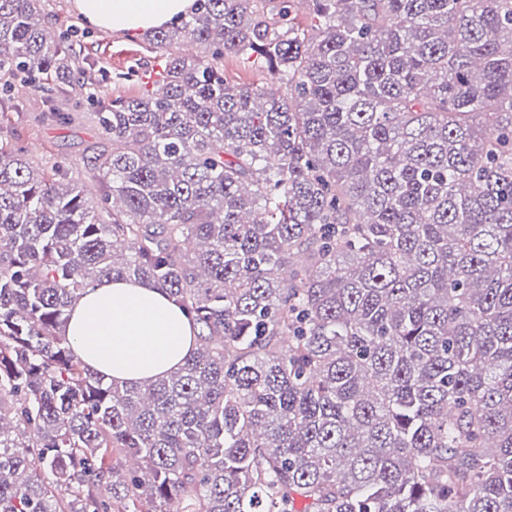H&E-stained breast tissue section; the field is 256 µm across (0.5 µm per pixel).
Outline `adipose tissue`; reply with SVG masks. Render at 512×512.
<instances>
[{"label":"adipose tissue","mask_w":512,"mask_h":512,"mask_svg":"<svg viewBox=\"0 0 512 512\" xmlns=\"http://www.w3.org/2000/svg\"><path fill=\"white\" fill-rule=\"evenodd\" d=\"M103 31L135 32L186 16L194 0H77ZM196 327L158 289L123 281L86 288L65 335L82 362L108 380L146 383L175 370L197 347Z\"/></svg>","instance_id":"ef3b65f1"}]
</instances>
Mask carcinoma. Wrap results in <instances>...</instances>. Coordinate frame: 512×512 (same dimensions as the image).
Masks as SVG:
<instances>
[{"label": "carcinoma", "instance_id": "cac0c4a2", "mask_svg": "<svg viewBox=\"0 0 512 512\" xmlns=\"http://www.w3.org/2000/svg\"><path fill=\"white\" fill-rule=\"evenodd\" d=\"M307 2L151 31L204 52L98 102L82 178L0 130V512H512V0ZM1 75L96 86L43 0H0ZM103 279L187 313L178 370L79 359ZM224 79L240 86H266L270 76L266 68L246 54L224 53Z\"/></svg>", "mask_w": 512, "mask_h": 512}]
</instances>
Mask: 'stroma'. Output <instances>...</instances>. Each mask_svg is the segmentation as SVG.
I'll use <instances>...</instances> for the list:
<instances>
[{
  "mask_svg": "<svg viewBox=\"0 0 512 512\" xmlns=\"http://www.w3.org/2000/svg\"><path fill=\"white\" fill-rule=\"evenodd\" d=\"M49 25L58 32L75 35V48L85 64L99 73L96 89L66 88L54 101H46L42 92L19 91L17 111L0 116V124L17 128L18 144L36 166L65 162L78 172H85L89 150L102 145L94 118L95 95L109 99L141 96L165 64L168 52H180V45L171 50L154 48L148 34L130 37L106 34L84 22L76 0H44ZM70 112L75 116L68 125H57L45 117L48 110Z\"/></svg>",
  "mask_w": 512,
  "mask_h": 512,
  "instance_id": "stroma-1",
  "label": "stroma"
}]
</instances>
